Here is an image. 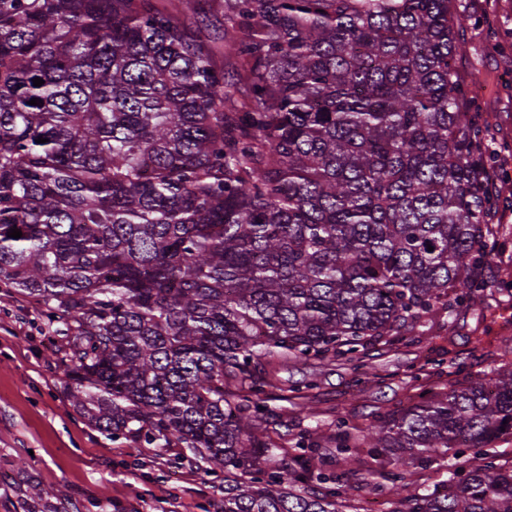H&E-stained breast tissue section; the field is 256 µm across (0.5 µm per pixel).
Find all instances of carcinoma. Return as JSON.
Masks as SVG:
<instances>
[{
    "mask_svg": "<svg viewBox=\"0 0 512 512\" xmlns=\"http://www.w3.org/2000/svg\"><path fill=\"white\" fill-rule=\"evenodd\" d=\"M198 5L0 0V293L43 307L92 426L189 449L224 472V512H343L309 460L262 468L265 363L360 355L483 288L497 196L460 19L452 0H222L229 79L179 18ZM505 436L506 357L362 439L392 466L388 512H512ZM445 458L443 491L408 493ZM313 477L324 493L296 492Z\"/></svg>",
    "mask_w": 512,
    "mask_h": 512,
    "instance_id": "carcinoma-1",
    "label": "carcinoma"
}]
</instances>
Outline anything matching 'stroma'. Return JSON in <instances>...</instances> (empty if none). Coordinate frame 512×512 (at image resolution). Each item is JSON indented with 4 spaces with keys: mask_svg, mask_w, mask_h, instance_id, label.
Returning a JSON list of instances; mask_svg holds the SVG:
<instances>
[{
    "mask_svg": "<svg viewBox=\"0 0 512 512\" xmlns=\"http://www.w3.org/2000/svg\"><path fill=\"white\" fill-rule=\"evenodd\" d=\"M454 0L464 72L483 88L474 97L493 149L503 220L493 230L502 252L482 270L476 303L425 318L412 336L370 347L362 360L337 358L280 368L268 390L266 429L273 468L300 469L307 438L326 459L320 469L353 487L347 512L377 498L389 468L367 449L337 454L338 422L360 430L417 404L466 376L487 375L512 348V0ZM56 335L22 298L0 297V512H223L224 475L209 473L185 448H157L101 433L73 406L66 368L50 352ZM373 375L358 387V364ZM314 382L295 392L293 384Z\"/></svg>",
    "mask_w": 512,
    "mask_h": 512,
    "instance_id": "1",
    "label": "stroma"
}]
</instances>
